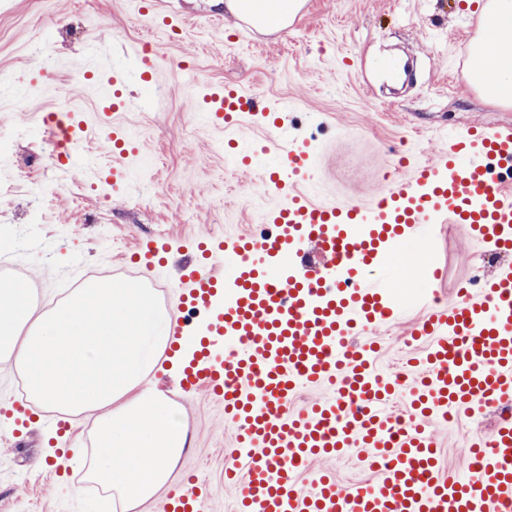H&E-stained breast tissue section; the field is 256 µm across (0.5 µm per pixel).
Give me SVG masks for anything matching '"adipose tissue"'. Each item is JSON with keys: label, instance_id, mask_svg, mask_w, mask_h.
I'll return each mask as SVG.
<instances>
[{"label": "adipose tissue", "instance_id": "adipose-tissue-1", "mask_svg": "<svg viewBox=\"0 0 512 512\" xmlns=\"http://www.w3.org/2000/svg\"><path fill=\"white\" fill-rule=\"evenodd\" d=\"M236 16L284 27L297 0H224ZM482 42L512 40V0H486ZM176 312L153 289L133 281L90 280L62 299H35L28 283L0 288V362L21 373L30 398L73 415H89L93 451L87 477L111 493L120 512H137L171 491L172 473L188 443L181 408L149 377L172 340Z\"/></svg>", "mask_w": 512, "mask_h": 512}]
</instances>
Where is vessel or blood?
<instances>
[{
    "label": "vessel or blood",
    "instance_id": "obj_1",
    "mask_svg": "<svg viewBox=\"0 0 512 512\" xmlns=\"http://www.w3.org/2000/svg\"><path fill=\"white\" fill-rule=\"evenodd\" d=\"M215 104L210 120L219 128L257 114L280 121V107L258 106L237 90ZM42 123L73 147L87 131L71 112L46 113ZM491 159L512 174L511 131L449 138L412 180L348 206L298 191L314 157L307 143L289 144L259 183L262 195L281 199L264 217L269 232L221 241L224 269L186 268L181 304L207 322L180 386L224 400L236 427L240 467L226 477L238 489V512H512V415L472 442L464 474H441L432 437L389 413L400 384L378 373L376 344L360 340L397 320L400 301L384 285L388 254L422 225L464 223L481 243L512 252V187L490 174ZM456 293L411 330L429 342L409 362L418 374L408 395L412 416L444 421L452 409L512 406V264L500 265L482 289L462 285ZM317 385L332 397L293 410L296 392ZM355 448L367 449L373 480L341 488L322 471L310 486L299 484L316 459ZM168 509L204 512L203 499L192 485Z\"/></svg>",
    "mask_w": 512,
    "mask_h": 512
}]
</instances>
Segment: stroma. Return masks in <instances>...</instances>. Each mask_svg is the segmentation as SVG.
I'll use <instances>...</instances> for the list:
<instances>
[{
    "label": "stroma",
    "mask_w": 512,
    "mask_h": 512,
    "mask_svg": "<svg viewBox=\"0 0 512 512\" xmlns=\"http://www.w3.org/2000/svg\"><path fill=\"white\" fill-rule=\"evenodd\" d=\"M238 17L222 0H0V272L29 280L36 298L65 297L88 279H130L156 289L166 306H179L180 269L199 243L255 230L270 197L250 195L274 151L291 139L318 148L305 192L319 203L364 204L393 177H407L400 154L427 161L447 136L472 126L512 129V105L484 96L453 68L478 36L477 0H305L282 31L242 36ZM40 46L52 61L42 71L32 59ZM155 63L156 85L140 79L136 52ZM123 98L145 96L141 108L120 110L117 123L138 146L139 165L128 180L111 182L112 155L97 124L111 87ZM228 86L248 89L259 102L288 104L280 133L257 125L219 129L206 113L188 112L186 99ZM29 98L17 119L13 107ZM89 121L81 162L59 161L42 113L60 99ZM267 146L247 171L228 161V143ZM162 239L166 263L133 262L137 244ZM466 225L431 224L403 247L391 272L392 291L413 293L403 317L377 328L378 367H399L418 353L408 336L435 303L451 304L458 284L490 277L497 262L478 258ZM440 267L433 290L418 274ZM153 383L178 402L190 440L178 462L175 486L197 478L206 512H234L237 490L224 481L233 462L235 429L209 392H184L169 362ZM23 381L0 362V512H113L109 495L86 488L91 449L88 425L68 417L64 434L44 426L39 410L29 426L14 425L11 400ZM494 410L461 416L456 426L428 425L442 469L464 472L466 448L490 436ZM67 449L64 474L49 472L50 449ZM343 485L372 479L358 457L317 459L315 471Z\"/></svg>",
    "instance_id": "obj_1"
}]
</instances>
